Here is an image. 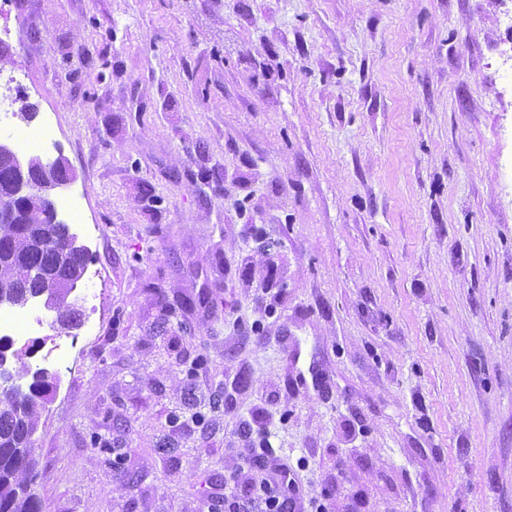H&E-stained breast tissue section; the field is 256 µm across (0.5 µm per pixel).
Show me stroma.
Wrapping results in <instances>:
<instances>
[{"instance_id":"1","label":"stroma","mask_w":512,"mask_h":512,"mask_svg":"<svg viewBox=\"0 0 512 512\" xmlns=\"http://www.w3.org/2000/svg\"><path fill=\"white\" fill-rule=\"evenodd\" d=\"M91 327L43 512H224L270 440L302 512H512V0H14ZM70 342L58 365L45 354Z\"/></svg>"}]
</instances>
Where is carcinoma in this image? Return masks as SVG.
I'll return each mask as SVG.
<instances>
[{"instance_id": "obj_1", "label": "carcinoma", "mask_w": 512, "mask_h": 512, "mask_svg": "<svg viewBox=\"0 0 512 512\" xmlns=\"http://www.w3.org/2000/svg\"><path fill=\"white\" fill-rule=\"evenodd\" d=\"M29 177L39 179L44 168L56 182L67 180L66 169L40 158L30 159ZM28 223L9 224L0 221V296L7 303L25 308L55 289L56 322L69 325L78 309L66 298L77 287L87 263L83 250L73 249V234L68 225L57 220V212L45 201L31 195L19 201ZM26 352L13 349V340L0 337V512H40V499L35 492L37 461L32 437L39 409L49 403L57 386L55 375L44 369L32 373L28 388L18 384L8 367V358L20 362Z\"/></svg>"}]
</instances>
